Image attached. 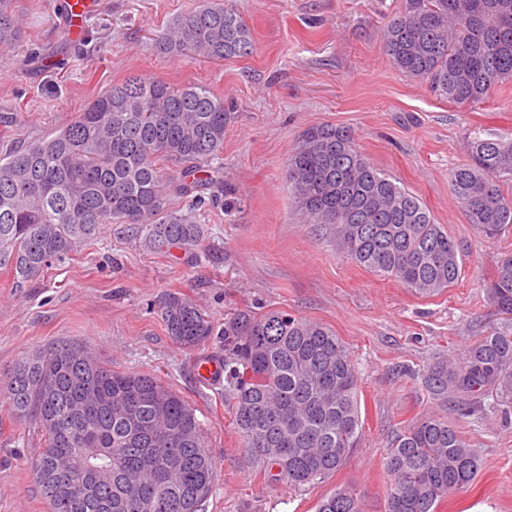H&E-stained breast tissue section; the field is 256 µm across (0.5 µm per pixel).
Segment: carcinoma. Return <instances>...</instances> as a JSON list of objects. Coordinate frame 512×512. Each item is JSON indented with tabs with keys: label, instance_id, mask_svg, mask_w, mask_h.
Here are the masks:
<instances>
[{
	"label": "carcinoma",
	"instance_id": "1",
	"mask_svg": "<svg viewBox=\"0 0 512 512\" xmlns=\"http://www.w3.org/2000/svg\"><path fill=\"white\" fill-rule=\"evenodd\" d=\"M13 0H0V50L25 38ZM391 64L466 107L491 98L512 80V0H403L383 31ZM160 52L213 60L252 54L250 29L234 9L203 5L174 20L157 39ZM224 98L191 84L173 88L142 75L113 84L54 136L0 153V269L22 290L96 239L101 224H132L146 247L176 248L187 257L206 239L196 217L169 207L221 184L211 162L224 149ZM467 162L449 187L470 223L490 238L512 227V137L467 143ZM289 183L312 224L336 235L343 257L409 291L430 296L460 276L457 239L419 198L370 162L352 130L308 128L288 159ZM488 298L512 316V253L499 259ZM161 320L171 339L193 350L215 328L198 304L179 293L164 298ZM52 342L7 373L13 415L40 435L31 470L51 512H200L212 494L215 461L205 448L195 409L156 375L115 371L91 349ZM224 382L247 455L258 469H277L294 489L338 471L361 435L360 376L327 326L281 309L241 310L224 322ZM437 403L448 399L475 413L473 401L512 400V322L470 343L457 358L420 374ZM112 459L109 478L73 494L57 484L85 479ZM388 512H436L471 485L480 459L448 418L429 414L404 428L391 448ZM317 512H362L356 494L337 490Z\"/></svg>",
	"mask_w": 512,
	"mask_h": 512
}]
</instances>
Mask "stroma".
<instances>
[{"label":"stroma","instance_id":"obj_1","mask_svg":"<svg viewBox=\"0 0 512 512\" xmlns=\"http://www.w3.org/2000/svg\"><path fill=\"white\" fill-rule=\"evenodd\" d=\"M62 3L15 0L27 38L0 51V152L62 128L112 84L141 73L223 96L231 119L217 165L230 193L206 197L200 220L209 233L192 261L147 251L123 225L104 224L93 245L23 291L0 272V512H50L30 468L39 438L13 416L4 380L18 360L61 341L90 346L114 370L160 376L195 409L216 461L206 512H317L343 488L356 493L363 512H387L392 442L437 410L481 460L473 484L437 512H512L505 406L485 408L476 423L456 406L437 408L419 379L428 364L461 354L503 321L484 286L512 251V228L495 239L480 234L448 175L475 132L512 133V84L462 108L397 70L382 30L402 0H230L254 51L221 62L156 49L169 23L203 0H97L82 20L85 42L70 33ZM320 124L351 129L365 156L459 240L453 287L413 294L342 257L327 226L306 223L286 163L304 131ZM169 292L194 299L219 327L234 312L276 308L336 332L362 378V437L340 470L299 490L258 473L232 425L230 393L193 372L201 354H223L224 339L212 337L201 351L175 344L158 314Z\"/></svg>","mask_w":512,"mask_h":512}]
</instances>
